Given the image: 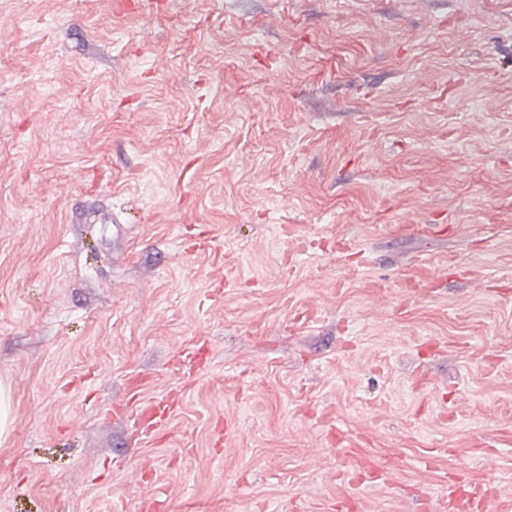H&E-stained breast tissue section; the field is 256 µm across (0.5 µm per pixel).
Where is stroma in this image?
Wrapping results in <instances>:
<instances>
[{"instance_id": "35a3bbf8", "label": "stroma", "mask_w": 512, "mask_h": 512, "mask_svg": "<svg viewBox=\"0 0 512 512\" xmlns=\"http://www.w3.org/2000/svg\"><path fill=\"white\" fill-rule=\"evenodd\" d=\"M114 1L0 0V512H512V0ZM128 404L139 409L138 418L135 420V432L146 438L153 437L154 431L158 426L167 422L165 415L164 401L150 399L143 400L140 397V386H130L128 389ZM164 408L162 413L159 409Z\"/></svg>"}]
</instances>
